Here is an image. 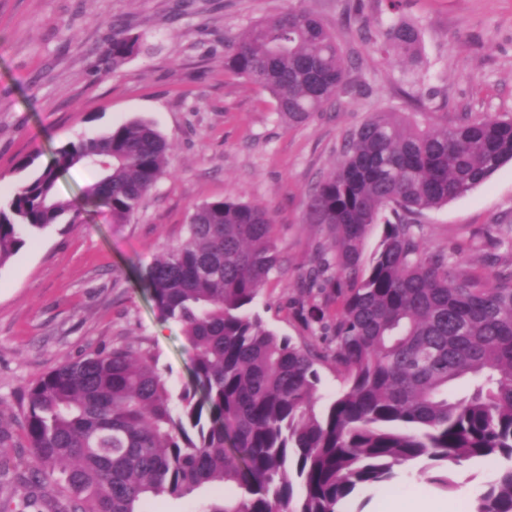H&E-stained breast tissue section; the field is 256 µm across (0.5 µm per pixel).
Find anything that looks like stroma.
Here are the masks:
<instances>
[{"label":"stroma","mask_w":512,"mask_h":512,"mask_svg":"<svg viewBox=\"0 0 512 512\" xmlns=\"http://www.w3.org/2000/svg\"><path fill=\"white\" fill-rule=\"evenodd\" d=\"M290 9L315 12L352 61L349 90L300 126L280 120L268 93L224 72L228 41ZM396 16L422 32L415 65L361 37V28L381 34ZM396 16L385 0H0V197L24 182L25 159L45 166L69 142L133 120L150 122L170 147L168 173L127 223L97 213L54 225L0 269V404L16 406L30 382L65 361L115 347L149 353L180 390L190 367L182 327L163 317L138 275L186 237L190 214L206 201L269 211L280 264L254 310L278 334L312 342L298 315L301 282L330 239L308 223L306 202L348 134L380 110L426 112L436 122L512 114V0H403ZM118 28L140 49L116 69L105 50ZM416 222L429 249L493 280L487 233L512 224V162ZM493 470L453 466L444 490L404 466L365 512L415 492L461 512L467 490L483 488ZM237 493L216 485L147 509L199 512Z\"/></svg>","instance_id":"1"}]
</instances>
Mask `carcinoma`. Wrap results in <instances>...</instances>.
<instances>
[{
	"label": "carcinoma",
	"instance_id": "carcinoma-1",
	"mask_svg": "<svg viewBox=\"0 0 512 512\" xmlns=\"http://www.w3.org/2000/svg\"><path fill=\"white\" fill-rule=\"evenodd\" d=\"M415 60L420 30L396 20L374 41ZM139 49L114 37L117 68ZM224 72L269 91L279 115L306 123L346 85L342 49L313 12L290 10L249 26L224 53ZM512 161V117L463 112L448 124L375 112L345 139L342 160L308 196L307 219L332 240L304 278L299 316L319 330V353L280 336L252 312L279 268L273 219L218 199L197 207L188 236L141 284L182 325L189 381L173 395L152 358L117 347L64 362L31 382L19 403L29 448L11 482L32 512H144L149 498L207 485L239 495L203 512H336L423 462L451 487L448 466L495 465L470 512H512V262L488 283L424 247L414 217L485 183ZM168 148L136 120L60 148L0 203V269L27 239L104 212L130 219L167 172ZM96 180L70 199L58 183L74 167ZM379 245L362 261L368 230ZM346 388L317 413V363ZM466 379L469 390L448 394ZM13 447L0 421V477Z\"/></svg>",
	"mask_w": 512,
	"mask_h": 512
}]
</instances>
